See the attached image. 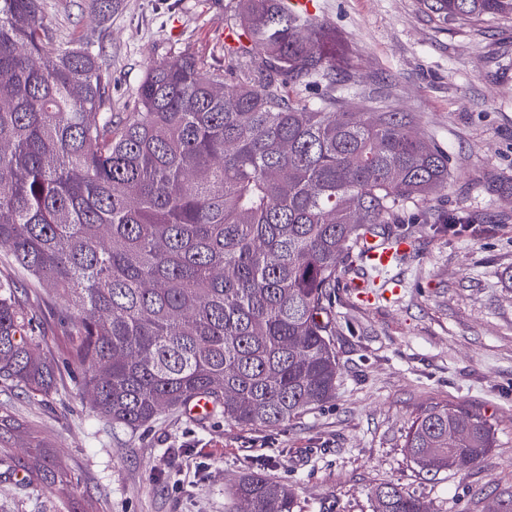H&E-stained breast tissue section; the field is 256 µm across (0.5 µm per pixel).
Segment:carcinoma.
<instances>
[{
    "instance_id": "1",
    "label": "carcinoma",
    "mask_w": 512,
    "mask_h": 512,
    "mask_svg": "<svg viewBox=\"0 0 512 512\" xmlns=\"http://www.w3.org/2000/svg\"><path fill=\"white\" fill-rule=\"evenodd\" d=\"M437 25L512 20V0H419ZM43 0H0V385L45 396L58 361L36 308L55 291L75 395L114 430L207 399L241 427H277L336 394V288L397 240L406 202L448 190V155L383 106L318 103L344 81L336 28L284 0H238L224 69L182 54L150 67L112 119L92 42L54 46ZM26 441L24 455L11 445ZM494 431L468 407L416 414L407 458L430 474L482 463ZM0 465L71 503L74 478L21 419L0 415ZM384 512H427L396 484ZM248 512H297L259 472L230 489Z\"/></svg>"
}]
</instances>
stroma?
<instances>
[{
	"label": "stroma",
	"instance_id": "obj_1",
	"mask_svg": "<svg viewBox=\"0 0 512 512\" xmlns=\"http://www.w3.org/2000/svg\"><path fill=\"white\" fill-rule=\"evenodd\" d=\"M90 0H44L60 43L86 36L112 72V113L154 64L185 51L224 65L236 0H118L97 26ZM341 33L363 93L415 115L418 135L448 155V191L429 210L404 207L412 243L384 287L363 301L337 288L335 398L276 428L251 430L185 410L150 428L112 431L69 373L55 392L0 388V414L27 421L74 476L90 512H228L251 464L293 485L300 512H376L373 488L394 483L428 512H493L512 494V23L436 26L418 0H318ZM467 218L454 234L444 218ZM464 404L495 430L479 466L425 474L407 459L415 414ZM0 512H65L57 497L0 466Z\"/></svg>",
	"mask_w": 512,
	"mask_h": 512
}]
</instances>
